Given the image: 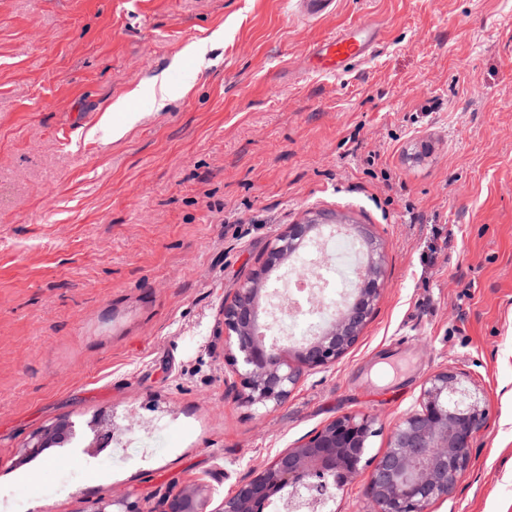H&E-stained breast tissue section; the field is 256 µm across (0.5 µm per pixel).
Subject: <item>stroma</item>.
Listing matches in <instances>:
<instances>
[{
    "label": "stroma",
    "mask_w": 512,
    "mask_h": 512,
    "mask_svg": "<svg viewBox=\"0 0 512 512\" xmlns=\"http://www.w3.org/2000/svg\"><path fill=\"white\" fill-rule=\"evenodd\" d=\"M365 22L340 77L314 44ZM222 31L197 68L193 42ZM191 91L166 110L142 92ZM130 96L124 137L98 131ZM95 138H88V131ZM325 213L385 245L358 342L273 410L240 404L224 297L287 225ZM451 369L487 409L434 512H512V0H0V512H219L253 469L336 416L375 418L364 461ZM161 422L153 452L75 470L93 418ZM74 444L29 457L33 433ZM28 479L16 483L17 474ZM174 92V88L170 84L167 76L161 74L155 77L149 90V96L154 107L164 109L168 103L174 99ZM198 490H183L165 496L160 503V512H198Z\"/></svg>",
    "instance_id": "1"
}]
</instances>
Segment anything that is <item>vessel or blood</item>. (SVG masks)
<instances>
[{
    "instance_id": "vessel-or-blood-1",
    "label": "vessel or blood",
    "mask_w": 512,
    "mask_h": 512,
    "mask_svg": "<svg viewBox=\"0 0 512 512\" xmlns=\"http://www.w3.org/2000/svg\"><path fill=\"white\" fill-rule=\"evenodd\" d=\"M377 41V30L369 24L360 23L317 43L311 54L318 68L340 76L352 63L366 58Z\"/></svg>"
}]
</instances>
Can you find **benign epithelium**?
Segmentation results:
<instances>
[{
	"label": "benign epithelium",
	"instance_id": "benign-epithelium-1",
	"mask_svg": "<svg viewBox=\"0 0 512 512\" xmlns=\"http://www.w3.org/2000/svg\"><path fill=\"white\" fill-rule=\"evenodd\" d=\"M328 218L290 224L267 250L234 293L224 298L226 356L239 383L231 386L235 398L252 407L274 409L288 400L305 373L328 367L359 340L379 300L385 270L384 247L364 224L354 225L365 245L366 261L354 298L336 312L320 334L294 353L259 341L253 329L259 323V297L268 271L293 256V249L312 239ZM486 409L475 390L463 385L461 375L443 370L431 375L420 395V408L406 413L393 427L388 448L374 457L368 475L373 512H430L453 493L468 470V448L484 423ZM375 424L367 415L344 414L309 438L277 453L270 462L241 481L224 499L222 512H256L270 498L287 489L329 492L326 474L341 469L346 478L360 473L366 441ZM198 490H183L161 500L160 512H198ZM89 512H138L131 495L101 500Z\"/></svg>",
	"mask_w": 512,
	"mask_h": 512
}]
</instances>
